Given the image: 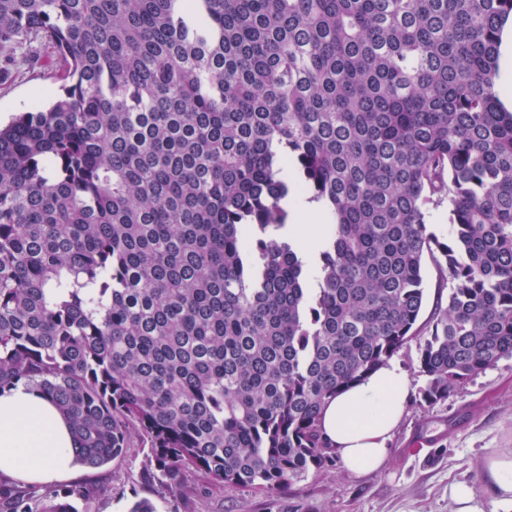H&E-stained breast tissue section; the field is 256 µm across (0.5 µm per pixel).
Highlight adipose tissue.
Instances as JSON below:
<instances>
[{"mask_svg":"<svg viewBox=\"0 0 512 512\" xmlns=\"http://www.w3.org/2000/svg\"><path fill=\"white\" fill-rule=\"evenodd\" d=\"M286 233L301 255L320 243L324 226L317 203L291 208ZM410 402L401 366L389 363L344 389L322 410L320 427L342 467L363 475L379 470L388 443ZM79 467L69 427L50 399L24 386L0 394V473L25 483L66 479ZM481 478L494 489L499 512H512V448H495Z\"/></svg>","mask_w":512,"mask_h":512,"instance_id":"obj_1","label":"adipose tissue"}]
</instances>
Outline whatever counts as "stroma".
Masks as SVG:
<instances>
[{"mask_svg": "<svg viewBox=\"0 0 512 512\" xmlns=\"http://www.w3.org/2000/svg\"><path fill=\"white\" fill-rule=\"evenodd\" d=\"M30 53L35 63L12 67L7 78H0L1 123L32 105H49L60 93L51 49L36 42ZM392 360L410 381L411 402L378 472L350 475L337 465L310 473L275 495L218 488L196 473L173 494L160 480L145 477L146 451L134 440L123 457L98 469L79 467L71 476V483L93 488L79 512H127L141 498L150 499L157 512H452L449 484L478 482L486 449L512 448V357L499 360L433 408L417 403L426 383L417 341Z\"/></svg>", "mask_w": 512, "mask_h": 512, "instance_id": "1", "label": "stroma"}]
</instances>
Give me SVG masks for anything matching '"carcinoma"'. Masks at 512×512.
<instances>
[{
  "instance_id": "cac0c4a2",
  "label": "carcinoma",
  "mask_w": 512,
  "mask_h": 512,
  "mask_svg": "<svg viewBox=\"0 0 512 512\" xmlns=\"http://www.w3.org/2000/svg\"><path fill=\"white\" fill-rule=\"evenodd\" d=\"M512 0H0L62 95L0 127V393L70 422L81 465L148 447L272 494L336 465L326 403L419 340L433 408L512 357ZM293 179H288V174ZM324 205L314 269L280 235ZM448 202V242L428 231ZM448 306L416 327L424 259ZM83 485L0 474V512Z\"/></svg>"
}]
</instances>
